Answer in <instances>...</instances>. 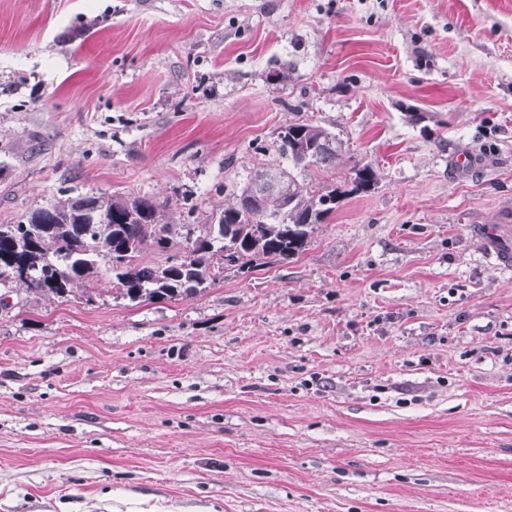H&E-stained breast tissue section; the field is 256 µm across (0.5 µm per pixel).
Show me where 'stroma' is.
<instances>
[{
    "label": "stroma",
    "instance_id": "obj_1",
    "mask_svg": "<svg viewBox=\"0 0 512 512\" xmlns=\"http://www.w3.org/2000/svg\"><path fill=\"white\" fill-rule=\"evenodd\" d=\"M306 119L343 195L300 258L141 303L0 279V512H512V269L474 234L512 224V0H0L2 223H209ZM350 183L352 188L349 193L367 192L376 186L381 179V173L378 166L367 161H356L349 168Z\"/></svg>",
    "mask_w": 512,
    "mask_h": 512
}]
</instances>
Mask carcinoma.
Masks as SVG:
<instances>
[{"label": "carcinoma", "mask_w": 512, "mask_h": 512, "mask_svg": "<svg viewBox=\"0 0 512 512\" xmlns=\"http://www.w3.org/2000/svg\"><path fill=\"white\" fill-rule=\"evenodd\" d=\"M272 147L276 163L249 174L209 224H173L168 202L132 194L67 198L33 210L20 224H0V278L33 295L88 302L107 278L113 293L143 302L201 292L230 267L293 259L336 210L339 189L315 185L311 171L336 169L342 143L306 120L280 127ZM349 174L352 193L381 179L370 161L355 162ZM150 250L181 258L149 262Z\"/></svg>", "instance_id": "carcinoma-1"}]
</instances>
